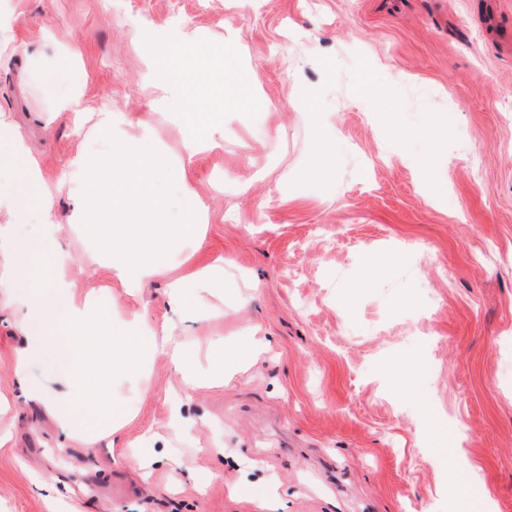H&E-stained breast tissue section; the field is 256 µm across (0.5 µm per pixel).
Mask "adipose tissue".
<instances>
[{"label": "adipose tissue", "instance_id": "obj_1", "mask_svg": "<svg viewBox=\"0 0 512 512\" xmlns=\"http://www.w3.org/2000/svg\"><path fill=\"white\" fill-rule=\"evenodd\" d=\"M144 45L156 74L154 87L169 107V119L183 129L186 152L194 155L222 147L225 90H234L240 106L255 104L238 74L224 66L229 47L201 42L188 28L172 38L146 31ZM138 127L139 135L113 138L111 150L95 164L77 155L64 165L66 172L86 175L93 186L78 198L75 223L94 225L104 264L116 279L135 288L167 275L166 254L184 242L203 243L208 216L206 202L196 195L183 223L166 222L167 201L157 183L165 178L169 163L151 138L150 121H139ZM2 143L9 147L6 164L13 209L20 215L40 209L45 223L41 237L34 241L0 237V256L6 257L8 274L23 288L22 303L39 336L76 351L67 365L82 401L59 409V433L66 440L78 433L117 435L128 421V412L108 396L113 374L136 371L165 354L174 371L196 386L202 378L195 358L169 348L158 329L143 318L108 323L93 298L73 299L68 279L71 257L55 234L52 192L25 140L5 123H0ZM220 271V264L214 262L170 281L167 304L172 313L191 314L195 289L210 287Z\"/></svg>", "mask_w": 512, "mask_h": 512}]
</instances>
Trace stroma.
Here are the masks:
<instances>
[{
  "label": "stroma",
  "mask_w": 512,
  "mask_h": 512,
  "mask_svg": "<svg viewBox=\"0 0 512 512\" xmlns=\"http://www.w3.org/2000/svg\"><path fill=\"white\" fill-rule=\"evenodd\" d=\"M17 41L47 61L40 80L0 45V119L36 157L54 194L57 236L75 262V299L105 316L170 321L172 340L208 369L220 344L263 352L221 386L184 385L166 358L114 375L131 411L124 447L63 441L52 412L18 395L24 376L74 402L58 347L24 334L21 290L0 281V512H440L457 454L495 506L512 512V0H0ZM231 39L230 59L263 109L224 112V146L160 181L171 221L190 185L210 207L202 246L168 254L185 276L216 258L224 281L199 292L186 325L166 279L123 286L88 275L92 242L70 223L84 185L74 155L105 153L113 132L52 118L59 60L44 31L80 56L91 111L147 118L154 82L144 27ZM308 111L293 108L299 90ZM336 139L311 170L318 132ZM310 175V192L278 181ZM0 169V229L28 240L41 211L16 219ZM151 446L146 470L129 462Z\"/></svg>",
  "instance_id": "obj_1"
}]
</instances>
